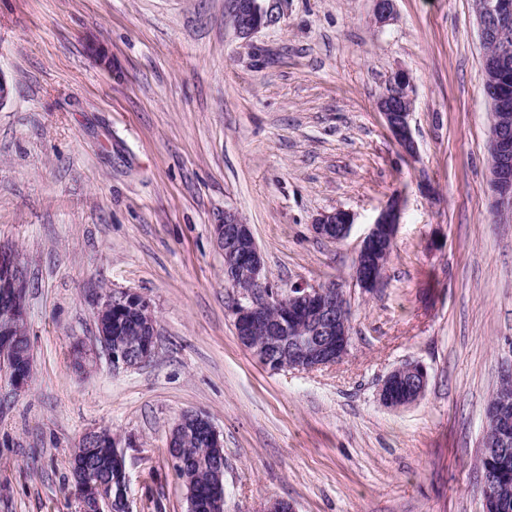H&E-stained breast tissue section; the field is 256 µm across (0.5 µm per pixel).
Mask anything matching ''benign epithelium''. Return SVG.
<instances>
[{"instance_id":"benign-epithelium-1","label":"benign epithelium","mask_w":512,"mask_h":512,"mask_svg":"<svg viewBox=\"0 0 512 512\" xmlns=\"http://www.w3.org/2000/svg\"><path fill=\"white\" fill-rule=\"evenodd\" d=\"M483 44L501 38L512 29V0H481L475 8ZM227 13L232 26L242 39H249L273 22V9L264 0H227ZM394 15V0H375L374 19L385 24ZM88 54L104 70L112 71V56L99 42L86 43ZM410 78L398 72L390 80L378 100L379 111L397 143L408 154L416 152L410 125L412 98ZM487 98L492 105L493 121L489 132L491 184L495 210H512V73L508 62L493 64ZM401 205L393 199L374 219L361 242L354 265L356 283L365 293L380 286L384 266L381 257L393 249L401 221ZM353 224L351 214L335 209L319 214L313 221L314 233L329 240L345 239ZM218 247L224 252L225 282L242 296L233 308L236 335L240 344L258 362L271 368L278 365L280 355H288V369L312 371L342 360L348 352L350 317L345 290L336 281L318 286L296 285L286 292L275 290L263 279L264 261L249 225L234 209L224 210V223L215 225ZM28 282L24 267L12 251L0 249V363L9 365L18 357L31 353L26 331L20 325ZM135 312L140 338L129 345L112 346V310ZM97 335L100 345L113 367L135 368L149 362L155 352L157 320L152 304L131 291L100 295L95 305ZM429 382V373L420 362L408 361L392 370L379 385L377 396L381 405L398 409L420 400ZM492 433L482 447L485 457L504 453L512 446V420L505 410L493 406L488 411ZM203 431L209 447L217 455L224 452L223 440L211 420L198 412L183 414L168 440V458L173 470L184 467L180 457L181 442L190 434ZM112 458L119 472L112 481L91 482L79 496L81 510L92 506L95 512H112L113 498L129 508L124 455L118 441L112 440Z\"/></svg>"}]
</instances>
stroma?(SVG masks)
<instances>
[{"label":"stroma","instance_id":"obj_1","mask_svg":"<svg viewBox=\"0 0 512 512\" xmlns=\"http://www.w3.org/2000/svg\"><path fill=\"white\" fill-rule=\"evenodd\" d=\"M275 0L239 38L226 0H0V246L29 284L28 388L0 368V512H80L70 462L106 428L132 512H187L166 448L187 411L224 441V512H482L487 403L512 359V221H493L491 110L473 0ZM96 37L111 70L87 53ZM411 78L415 154L377 100ZM402 218L383 284L353 263L391 198ZM241 212L274 289L336 280L347 356L263 368L240 345L214 227ZM354 217L317 238L323 211ZM147 298V364L113 368L94 297ZM92 359L77 368L75 346ZM424 364V397L392 410L381 381ZM353 224L351 214L342 209L320 213L313 221L314 233L329 240L342 241Z\"/></svg>","mask_w":512,"mask_h":512}]
</instances>
